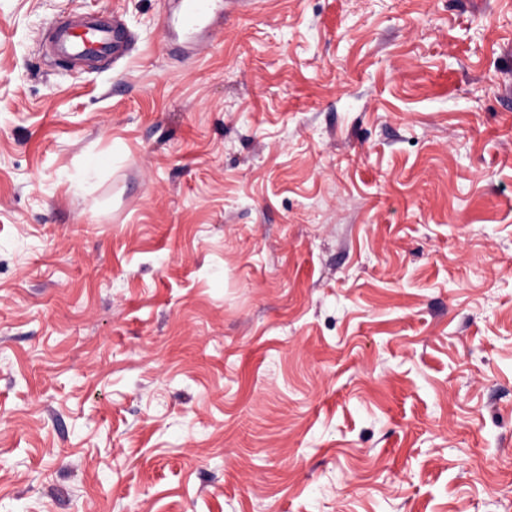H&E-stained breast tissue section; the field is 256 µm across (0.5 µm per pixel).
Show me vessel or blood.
<instances>
[{"mask_svg": "<svg viewBox=\"0 0 512 512\" xmlns=\"http://www.w3.org/2000/svg\"><path fill=\"white\" fill-rule=\"evenodd\" d=\"M253 0H224L223 11H216L213 0H182L180 26L193 33L222 24L224 13L251 5ZM123 35L113 24L79 17L70 23L54 27L52 46L56 53L82 67L102 57H113L122 50Z\"/></svg>", "mask_w": 512, "mask_h": 512, "instance_id": "b4317fda", "label": "vessel or blood"}]
</instances>
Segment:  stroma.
Segmentation results:
<instances>
[{"label": "stroma", "instance_id": "stroma-1", "mask_svg": "<svg viewBox=\"0 0 512 512\" xmlns=\"http://www.w3.org/2000/svg\"><path fill=\"white\" fill-rule=\"evenodd\" d=\"M175 10L0 0V512H512V0ZM212 0H182L180 6V26L187 33L223 24V19L231 12L257 4L253 0H225L224 15L218 14ZM56 53L83 67L102 57H114L122 50L123 35L117 27L88 16L52 28Z\"/></svg>", "mask_w": 512, "mask_h": 512}]
</instances>
